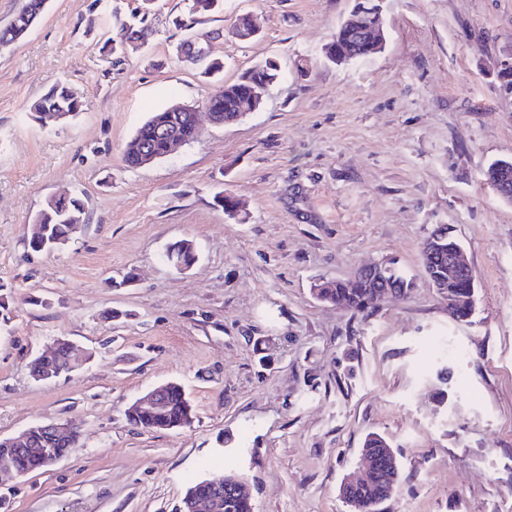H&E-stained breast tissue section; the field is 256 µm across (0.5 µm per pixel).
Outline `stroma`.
<instances>
[{
    "label": "stroma",
    "mask_w": 512,
    "mask_h": 512,
    "mask_svg": "<svg viewBox=\"0 0 512 512\" xmlns=\"http://www.w3.org/2000/svg\"><path fill=\"white\" fill-rule=\"evenodd\" d=\"M140 5L48 0L0 46V437L61 419L80 433L50 471L0 476V512H176L190 482L222 472L254 512H348L338 487L373 432L401 463L383 512H512V203L483 181L512 159L497 79L512 0H384L383 49L341 66L325 48L353 0H223L194 27L224 64L216 79L176 52L185 0H154L147 42L112 50L106 15ZM243 13L258 38L234 35ZM269 60L279 76L257 111L125 164L152 112L201 106ZM60 81L77 116L34 120ZM64 195L85 224L32 250L36 215ZM440 224L476 273L467 323L425 280ZM181 239L198 252L182 272L163 259ZM384 259L414 278L407 298L360 313L313 299L315 280ZM59 339L93 359L35 381L29 362ZM171 381L191 426L130 424L131 403Z\"/></svg>",
    "instance_id": "obj_1"
}]
</instances>
